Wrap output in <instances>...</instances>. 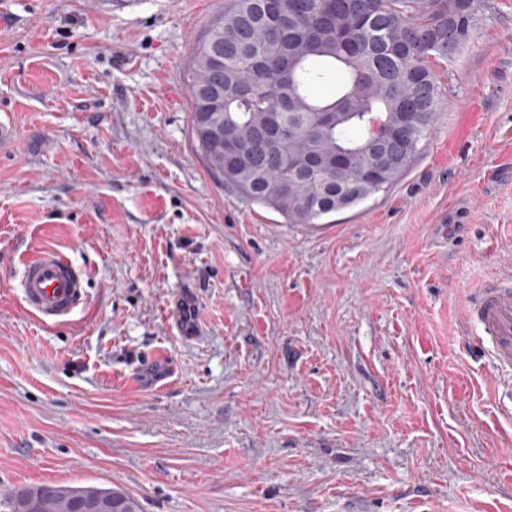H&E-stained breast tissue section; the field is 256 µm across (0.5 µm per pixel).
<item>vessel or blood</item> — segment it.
<instances>
[{"label": "vessel or blood", "instance_id": "1", "mask_svg": "<svg viewBox=\"0 0 512 512\" xmlns=\"http://www.w3.org/2000/svg\"><path fill=\"white\" fill-rule=\"evenodd\" d=\"M21 293L27 309L53 325L83 304L84 278L61 253L46 248L24 260ZM469 313L492 342L497 368H512V286L487 282L473 295Z\"/></svg>", "mask_w": 512, "mask_h": 512}]
</instances>
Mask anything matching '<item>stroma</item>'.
I'll return each instance as SVG.
<instances>
[{"label":"stroma","mask_w":512,"mask_h":512,"mask_svg":"<svg viewBox=\"0 0 512 512\" xmlns=\"http://www.w3.org/2000/svg\"><path fill=\"white\" fill-rule=\"evenodd\" d=\"M226 0H0V500L141 512H512V418L468 309L512 279V0H480L407 174L290 224L191 137ZM52 248L86 302H21ZM191 296L197 329H176ZM77 488L93 492L112 491V510L110 512H140L138 501L125 492L109 488L70 485L32 487L7 497V503H10L9 507L12 512H89L84 493H76L70 509L71 491Z\"/></svg>","instance_id":"obj_1"}]
</instances>
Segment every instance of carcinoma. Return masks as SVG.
Instances as JSON below:
<instances>
[{
	"label": "carcinoma",
	"instance_id": "cac0c4a2",
	"mask_svg": "<svg viewBox=\"0 0 512 512\" xmlns=\"http://www.w3.org/2000/svg\"><path fill=\"white\" fill-rule=\"evenodd\" d=\"M454 0H229L195 43L187 81L192 138L210 169L242 197L290 224L321 218L394 186L419 154L444 104L435 66L453 62L476 18L460 30ZM269 5L286 18L256 21ZM224 54L215 73L210 58ZM336 82L330 99L319 95ZM221 84L222 106L211 88ZM274 123L280 138L268 142ZM224 128L210 143L206 129ZM336 170L303 177L288 156L310 148ZM70 485L36 486L7 498L11 512H69ZM111 512H140L130 494L112 491Z\"/></svg>",
	"mask_w": 512,
	"mask_h": 512
}]
</instances>
